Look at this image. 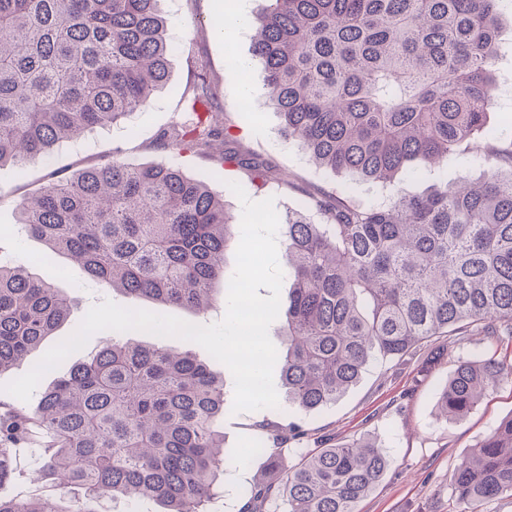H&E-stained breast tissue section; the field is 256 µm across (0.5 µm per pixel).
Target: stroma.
Wrapping results in <instances>:
<instances>
[{
  "instance_id": "obj_1",
  "label": "stroma",
  "mask_w": 512,
  "mask_h": 512,
  "mask_svg": "<svg viewBox=\"0 0 512 512\" xmlns=\"http://www.w3.org/2000/svg\"><path fill=\"white\" fill-rule=\"evenodd\" d=\"M222 0H162L161 7L170 21L176 46L170 57L169 79L150 104L132 115L123 128L88 133L76 142L64 145L50 157H34L24 167H0V251L33 263L40 277L67 292L74 299L70 315L47 337L41 348L32 351L18 366L0 374V386L28 372L43 357L45 350L67 338L84 315L104 300L145 310L151 302L104 288L91 282L82 267L67 256L45 258V246L27 235L18 221L21 203L29 193L47 183L51 173H70L118 158L131 165L165 163L179 167L188 177L223 190L224 205L233 216H241L238 198L225 185L247 184V174L238 170L224 172L215 160L200 155H181L155 147L158 134L183 115L180 97L183 88L194 79V61L209 64L210 76L224 109L222 121L230 124V149L267 162L277 181L269 187L249 191L255 201L274 198L278 215L288 209L310 210L311 199L324 191H340L362 205L389 201L393 192L416 195L432 184L474 182L483 177L485 164L477 160L476 145H459L446 166L429 168L414 165L399 175L394 185L366 184L341 173L315 166L297 146L285 142L279 133L281 117L268 105L264 72L252 52V32L245 29L224 39L217 33L223 12ZM502 44L496 67L497 105L490 122L503 139H512V13L503 12ZM247 60V75L236 69L238 60ZM247 83L251 115L238 116L244 98L240 83ZM167 346L191 351L224 379L225 412L214 427L224 437L226 460L217 480L218 497L212 512H236L242 490L253 483L266 468L264 460L253 457L249 448L260 434L263 422L289 420L302 426L304 433L290 440L285 453L295 463L301 450L312 447L315 437L330 438L336 444L353 442L364 436L378 440L390 459L387 472L375 488L357 506V512H464L463 504L451 497L449 485L454 468L468 457L504 419L512 417V383L490 389L466 417L439 419V394L459 360L497 355L512 362V347H501L481 336L449 344L436 366L426 377H418L414 359H377L362 373L356 385L333 405L310 413L283 405L277 409L232 413L234 380L228 368L196 343L170 338Z\"/></svg>"
}]
</instances>
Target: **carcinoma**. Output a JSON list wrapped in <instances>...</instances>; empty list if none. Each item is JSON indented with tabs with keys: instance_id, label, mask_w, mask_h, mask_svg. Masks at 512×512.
Segmentation results:
<instances>
[{
	"instance_id": "carcinoma-1",
	"label": "carcinoma",
	"mask_w": 512,
	"mask_h": 512,
	"mask_svg": "<svg viewBox=\"0 0 512 512\" xmlns=\"http://www.w3.org/2000/svg\"><path fill=\"white\" fill-rule=\"evenodd\" d=\"M162 0H0V166L23 168L63 142L124 123L169 78L173 43ZM507 0H269L253 16L281 134L316 166L390 184L415 161L448 163L481 136L478 186L435 187L361 206L339 192L290 211L284 264L293 277L286 350L276 362L287 402L324 408L354 386L375 355L401 358L440 338L512 343V141L490 125L494 65ZM188 116L157 148L211 156L262 188L268 166L224 152L207 62L181 93ZM19 221L51 255L65 254L102 287L199 312L216 302L237 224L224 194L163 163L116 160L54 176L24 200ZM70 297L34 265L0 253V373L69 316ZM129 338H123V335ZM107 331L105 345L45 390L33 411L0 399V484L33 474L75 498L0 497V512H100L105 497L207 512L224 470V379L189 352ZM512 366L461 361L441 392L447 420L466 416ZM294 423L266 422L251 445L268 472L237 512H356L388 457L369 437L308 448L291 467ZM455 499L512 497V417L452 472Z\"/></svg>"
}]
</instances>
